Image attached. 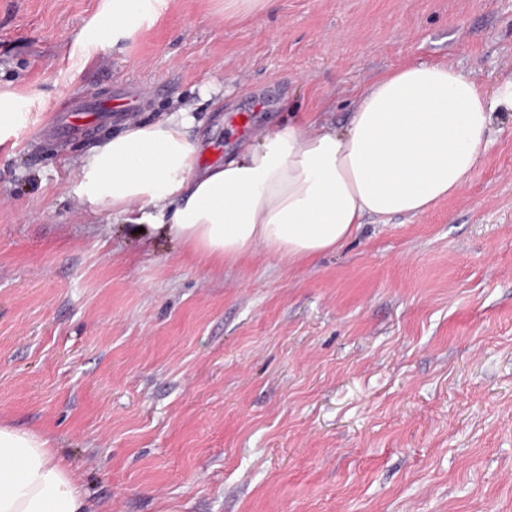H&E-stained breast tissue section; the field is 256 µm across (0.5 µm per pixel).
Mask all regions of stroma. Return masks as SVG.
<instances>
[{
    "label": "stroma",
    "instance_id": "35a3bbf8",
    "mask_svg": "<svg viewBox=\"0 0 512 512\" xmlns=\"http://www.w3.org/2000/svg\"><path fill=\"white\" fill-rule=\"evenodd\" d=\"M0 0V421L49 438L95 512H512V108L454 197L314 260L228 265L73 191L100 141L184 106L203 165L444 62L512 81V0ZM105 107L61 140L59 110ZM133 0L112 1V41L116 43L121 38H129L137 29L135 19L137 14L132 13ZM17 100L18 98L10 92H0V149L7 147L19 124L21 113L15 112Z\"/></svg>",
    "mask_w": 512,
    "mask_h": 512
}]
</instances>
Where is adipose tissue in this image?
I'll return each mask as SVG.
<instances>
[{
	"label": "adipose tissue",
	"mask_w": 512,
	"mask_h": 512,
	"mask_svg": "<svg viewBox=\"0 0 512 512\" xmlns=\"http://www.w3.org/2000/svg\"><path fill=\"white\" fill-rule=\"evenodd\" d=\"M445 63H415L378 76L349 126L312 116L242 144L206 167L180 108L94 147L76 193L93 209L127 215L190 253L231 263L262 249L312 259L347 242L367 215H418L455 196L487 149L498 105ZM70 465L43 435L0 423V512H89Z\"/></svg>",
	"instance_id": "obj_1"
}]
</instances>
